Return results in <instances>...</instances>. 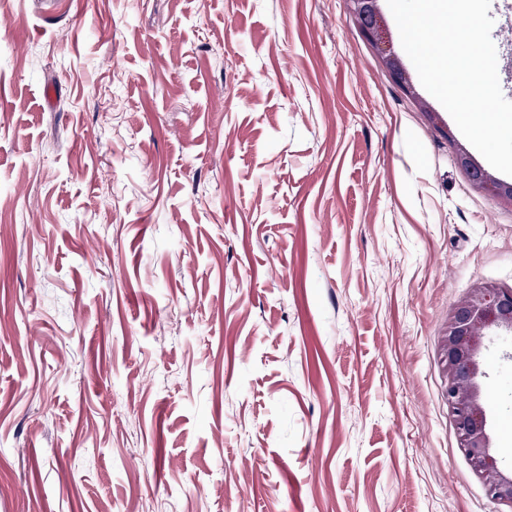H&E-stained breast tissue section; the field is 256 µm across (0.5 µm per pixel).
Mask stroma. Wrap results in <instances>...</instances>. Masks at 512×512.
I'll list each match as a JSON object with an SVG mask.
<instances>
[{
  "mask_svg": "<svg viewBox=\"0 0 512 512\" xmlns=\"http://www.w3.org/2000/svg\"><path fill=\"white\" fill-rule=\"evenodd\" d=\"M414 89L347 0H0V512H512L442 364L512 205ZM458 165L465 171L477 169L478 179L475 184L484 192L495 199H506L512 204V184L505 183L494 177L491 173L481 168L472 156L464 149H460L457 155Z\"/></svg>",
  "mask_w": 512,
  "mask_h": 512,
  "instance_id": "obj_1",
  "label": "stroma"
}]
</instances>
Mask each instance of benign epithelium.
<instances>
[{
    "label": "benign epithelium",
    "mask_w": 512,
    "mask_h": 512,
    "mask_svg": "<svg viewBox=\"0 0 512 512\" xmlns=\"http://www.w3.org/2000/svg\"><path fill=\"white\" fill-rule=\"evenodd\" d=\"M358 25H372L362 34L373 43L391 73L403 70L384 25L381 0H347ZM458 165L476 169L475 184L495 199L512 203V184L505 183L481 168L464 149L457 155ZM512 335V289L492 284L472 288L448 315L444 343V364L448 374L447 404L457 433L459 448L481 480L487 497L494 502L512 503V469L500 466L491 453L492 439L487 425L481 379L486 376L483 352L492 336Z\"/></svg>",
    "instance_id": "1"
}]
</instances>
